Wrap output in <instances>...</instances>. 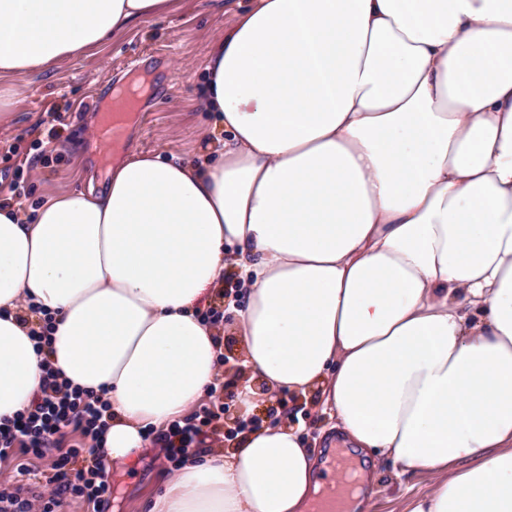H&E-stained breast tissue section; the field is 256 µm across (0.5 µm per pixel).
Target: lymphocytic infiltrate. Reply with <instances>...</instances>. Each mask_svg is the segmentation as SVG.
I'll list each match as a JSON object with an SVG mask.
<instances>
[{"mask_svg":"<svg viewBox=\"0 0 512 512\" xmlns=\"http://www.w3.org/2000/svg\"><path fill=\"white\" fill-rule=\"evenodd\" d=\"M108 407L89 395L68 391L53 374H46L39 394L13 421L0 424V459L12 456L14 449L36 458H50L51 481L55 494L68 493L83 498L93 512H103L112 496V486L104 477L102 457H84L79 446L60 450L65 428L81 427L83 436L97 440L106 426ZM218 414L211 409L175 422L156 443L179 463L217 432L213 422Z\"/></svg>","mask_w":512,"mask_h":512,"instance_id":"obj_1","label":"lymphocytic infiltrate"}]
</instances>
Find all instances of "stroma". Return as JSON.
Masks as SVG:
<instances>
[{
  "instance_id": "obj_1",
  "label": "stroma",
  "mask_w": 512,
  "mask_h": 512,
  "mask_svg": "<svg viewBox=\"0 0 512 512\" xmlns=\"http://www.w3.org/2000/svg\"><path fill=\"white\" fill-rule=\"evenodd\" d=\"M228 0H174L171 13L137 22L88 55L60 63L37 75L15 77L17 90L10 117L0 121V199L14 198L26 207H38L46 196L102 184L99 158L104 150L96 136L98 109L114 85L138 69L153 77L151 93L141 100L140 121L126 137L129 151L174 153L191 158L200 151L209 119L202 107L199 74L209 47L231 21ZM57 142L47 143L49 130ZM243 291L234 271L198 310L212 313L219 332L222 360L216 396H203L202 405L220 398L224 412L213 444L238 446L242 420L251 425L284 420L303 423L316 437L327 422L317 393L294 396L277 392L261 396L251 408L237 399L241 378L232 366L244 350L228 301ZM175 466L165 453L151 448L134 463L113 465L109 480L112 499L104 512H147L148 500L159 490L163 473ZM376 492L363 512H401L407 499L424 493L433 482L427 471L400 473L390 459L375 461Z\"/></svg>"
}]
</instances>
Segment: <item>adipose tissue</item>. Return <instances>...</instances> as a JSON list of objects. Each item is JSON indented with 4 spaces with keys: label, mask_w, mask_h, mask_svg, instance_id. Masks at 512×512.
Here are the masks:
<instances>
[{
    "label": "adipose tissue",
    "mask_w": 512,
    "mask_h": 512,
    "mask_svg": "<svg viewBox=\"0 0 512 512\" xmlns=\"http://www.w3.org/2000/svg\"><path fill=\"white\" fill-rule=\"evenodd\" d=\"M168 9L0 0V120L14 76ZM203 89L196 159L121 155L29 217L0 202V420L49 369L109 403L99 453L129 462L216 385L196 308L232 269L244 407L320 390L351 453L434 474L403 512H512V0H242ZM317 459L261 427L150 512H308Z\"/></svg>",
    "instance_id": "ef3b65f1"
}]
</instances>
